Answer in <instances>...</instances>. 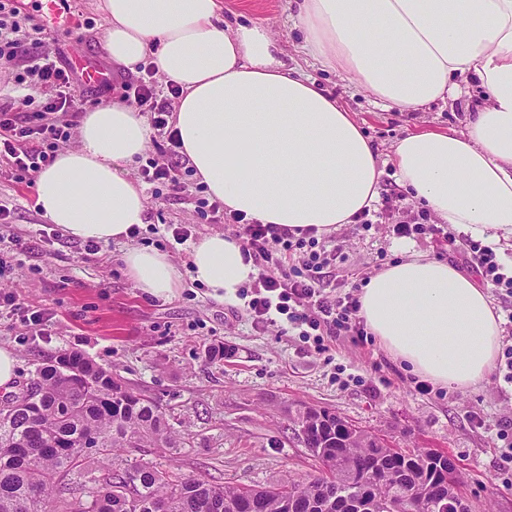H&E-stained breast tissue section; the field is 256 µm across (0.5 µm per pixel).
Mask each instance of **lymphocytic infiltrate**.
Masks as SVG:
<instances>
[{
    "instance_id": "f902f5d3",
    "label": "lymphocytic infiltrate",
    "mask_w": 512,
    "mask_h": 512,
    "mask_svg": "<svg viewBox=\"0 0 512 512\" xmlns=\"http://www.w3.org/2000/svg\"><path fill=\"white\" fill-rule=\"evenodd\" d=\"M18 13L14 0H0V64L21 68L33 79V94L0 104V165L22 180L55 161L59 144L69 139L86 98L74 69L63 66L57 54L45 48L42 26L23 28ZM121 88L125 102L145 109L155 136L166 142L145 165L144 180L162 181L173 192H181L179 173L189 159L181 154L180 137L170 123V100L179 96V86L172 82L161 91L151 77L143 76L122 83ZM234 221L244 253L258 269L254 295L247 304L255 324L283 316L287 323L301 327L303 338L313 340L320 351L333 336H366L358 295L327 287L328 277L336 271V250L319 246L308 231L296 234L239 215ZM393 230L401 237L461 245L467 267L483 283L512 297V275L502 272L491 247L438 224H397Z\"/></svg>"
}]
</instances>
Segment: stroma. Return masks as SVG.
Segmentation results:
<instances>
[{"label": "stroma", "mask_w": 512, "mask_h": 512, "mask_svg": "<svg viewBox=\"0 0 512 512\" xmlns=\"http://www.w3.org/2000/svg\"><path fill=\"white\" fill-rule=\"evenodd\" d=\"M289 0H224L230 26L257 24L278 41L287 66L299 64L302 32ZM23 15L45 25V37L64 60L83 56L112 75L111 90H88L87 111L121 100V84L139 79L112 63L104 48L105 17L100 0H70L82 26L43 22L39 0H18ZM323 90L343 101L361 124L384 166L379 200L368 216L372 226L345 224L326 237L336 247V286L361 285L401 259L405 241L393 235L399 222H416L422 207L412 199L391 200L398 186L388 158L396 141L419 129L464 130L463 102L435 103L421 111L384 108L346 75L308 66ZM127 173L140 182L146 218L139 236L101 244L87 253L82 241L44 235L46 218L36 205L35 187L0 172V200L11 215L0 236L18 239L0 268V347L16 359L14 387L25 385L46 360L78 351L112 371L136 392L156 401L183 443L173 451L130 448L127 459H149L159 469L179 471L214 483L268 487L303 480L319 465L289 427L302 406L326 408L360 428L385 435L401 448H424L451 457L460 475V491L469 512H512V485L499 473L503 443L499 425H512V385L489 377L480 386L459 391L436 388L422 395L418 378L396 361L377 339L333 340L329 352L304 342L298 329L254 324L247 297H214L195 282L190 242L174 240L171 225L191 232L192 240L218 231L233 234L231 221L214 224L198 207L196 181L183 174L185 189L174 194L162 182H144L140 167ZM130 247L165 252L180 269L182 286L167 299L145 294L125 273L123 254ZM23 299L11 306L9 295ZM39 313L42 325L31 315ZM223 346L224 359L211 358ZM480 414L478 429L470 421Z\"/></svg>", "instance_id": "obj_1"}]
</instances>
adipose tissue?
I'll return each instance as SVG.
<instances>
[{
	"instance_id": "1",
	"label": "adipose tissue",
	"mask_w": 512,
	"mask_h": 512,
	"mask_svg": "<svg viewBox=\"0 0 512 512\" xmlns=\"http://www.w3.org/2000/svg\"><path fill=\"white\" fill-rule=\"evenodd\" d=\"M301 51L375 101L405 110L471 98L464 129L411 131L392 162L397 183L440 223L499 248L512 240V0H296ZM105 48L132 70L155 52L181 88L174 112L199 182L245 220L327 235L379 197L376 152L353 112L300 68L285 66L259 25L227 26L223 0H103ZM80 146L36 179L37 205L72 239L119 242L145 222L146 197L126 174L148 141L146 118L115 103L85 113ZM359 294L369 332L412 373L467 390L487 381L502 346L486 292L448 262L404 247ZM193 278L236 297L256 273L239 240L193 243ZM146 294L182 276L165 253L123 255Z\"/></svg>"
}]
</instances>
